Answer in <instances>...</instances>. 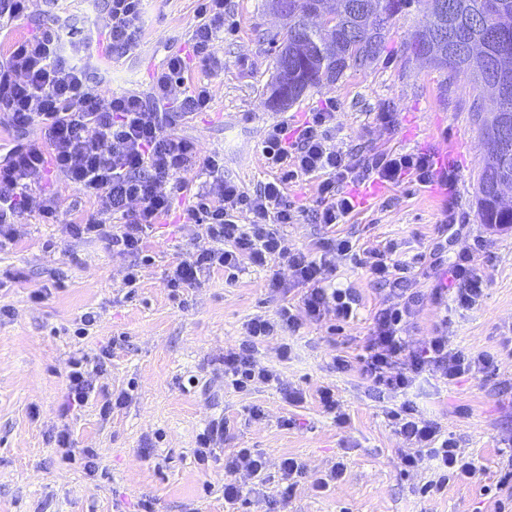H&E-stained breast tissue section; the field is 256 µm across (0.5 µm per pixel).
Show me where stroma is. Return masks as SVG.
Returning a JSON list of instances; mask_svg holds the SVG:
<instances>
[{
    "instance_id": "1",
    "label": "stroma",
    "mask_w": 512,
    "mask_h": 512,
    "mask_svg": "<svg viewBox=\"0 0 512 512\" xmlns=\"http://www.w3.org/2000/svg\"><path fill=\"white\" fill-rule=\"evenodd\" d=\"M196 8V0H148L138 46L108 65L110 89L147 93L162 60L188 49L199 22ZM424 11L412 7L389 21L385 49L370 66L347 69L338 81L308 88L291 106L279 108L269 102L272 38L283 33L284 22L273 15L269 0H229L224 36L215 43L222 69L193 70L194 78L209 85V109L178 121L175 130L194 141L201 156L223 157L225 176L248 192L278 175L261 154L267 130L301 125L308 113L329 103L339 127L336 145L354 157L384 150L447 154L457 170L454 189L424 187L409 178L370 200L366 187L351 189L360 208L336 232L361 250L396 245L397 258L422 296L417 319L404 330L410 346H420L444 325L454 348L496 355L494 374L451 384L430 376L409 395L422 418L455 437L478 478L423 496L420 488L432 479L433 465L424 456L413 471L400 470L405 443L386 416L395 399L379 397L356 372L334 366L335 356L353 361L363 354L372 318L387 299V289L364 265L340 257L331 276L336 287L356 290V317L342 325L330 316L305 324L290 336L295 353L286 361L277 356L280 338L259 345L256 359L278 380L237 392L224 384V351L245 341L251 317L275 316L283 299L300 297L287 264L246 267L232 283L214 272L170 297L164 280L179 258L213 245L205 225L179 226L178 211L192 203L200 183L194 167L170 181L176 210L157 224L151 262L139 288L129 290L130 257L68 232L93 206L51 174L43 187L59 197L58 223L30 215L19 240L0 252V279L11 280L0 290V512H139L146 502L154 512H263L260 503L233 510L224 503V457L237 448L265 454L261 492L271 497L280 487L281 458L302 461L305 470L286 512H498L512 506V488L501 484L512 469V228L482 224L478 215L483 147L470 112V76H451L405 56ZM387 111L394 119L384 126L377 115ZM317 185V178L305 176L286 185L288 202L302 213L284 229L291 246L305 247L326 234L307 216L316 206ZM449 211L461 224L459 237L448 244L449 256L475 251L485 278L479 306L467 311L449 312L435 302L434 281L427 275V257ZM275 274L290 284L289 294L269 290ZM41 289L45 298L34 300L33 292ZM86 312L98 319L80 339L73 334L75 320ZM105 347L111 358L95 383L125 391L127 400L106 417L92 403L61 419L71 357ZM288 386L310 394L334 388L348 424L337 426L312 397L297 407L286 404L281 390ZM287 417L293 426H284ZM221 419L229 424L224 442L208 462H200L197 437ZM64 425L77 454L69 463L53 441ZM86 448L96 453L90 475L81 455ZM338 464L344 472L336 483L324 494L312 492L313 480Z\"/></svg>"
}]
</instances>
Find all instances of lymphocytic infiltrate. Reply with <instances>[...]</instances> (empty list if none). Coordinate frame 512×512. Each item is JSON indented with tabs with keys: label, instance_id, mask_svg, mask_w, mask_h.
<instances>
[{
	"label": "lymphocytic infiltrate",
	"instance_id": "lymphocytic-infiltrate-1",
	"mask_svg": "<svg viewBox=\"0 0 512 512\" xmlns=\"http://www.w3.org/2000/svg\"><path fill=\"white\" fill-rule=\"evenodd\" d=\"M143 2L103 0L94 15L81 19L60 9L48 24L15 40L0 55V114L14 127L35 122L41 130L34 141H0V251L15 243L18 225L30 214L56 223L59 198L43 188L53 172L96 207L85 223L69 225V232L103 240L109 248L132 256L126 282H139L138 258L146 251L148 233L173 208L174 197L166 185L197 156L195 143L171 134L169 128L175 118L209 107L207 83L191 81L190 72L197 64L210 71L220 68L212 47L224 31L225 7V0H198L200 22L189 48L166 56L154 73L150 96L115 93L101 62L135 48L143 33ZM336 131V114L330 108L310 113L293 136L287 126H273L262 142V154L281 174L252 193L225 179L223 162L209 157L203 163L211 180L208 190L198 193L180 213L182 224L206 225L215 246L175 265L166 280L171 293L196 285L200 276L215 271L232 281L245 266L264 267L276 260L287 263L303 288L298 302L280 307L275 317H252L246 324V341L225 349L224 383L234 390L275 381L274 371L254 356L258 344L329 314L339 323L355 317L351 289L330 286L327 280L337 257L356 258V246L350 238L330 235L305 249L290 247L283 229L296 223L297 212L284 194L288 179L319 178L318 206L311 219L328 228L345 223L356 210L350 187L375 180L393 185L407 177L425 187L438 184L450 189L455 184L453 170L439 167L431 154L388 151L357 159L337 150ZM243 213L251 214L250 223H239ZM365 264L374 279L389 286L392 301L375 313L365 355L355 363L337 358L338 368L357 370L373 390L403 398L426 372L451 382L494 368L492 354L452 348L444 331L430 336L420 348L410 347L402 333L419 311L420 295L410 291L405 266L389 261L381 251L369 252ZM431 267L449 278L440 292L450 295L456 307L478 304L484 278L473 253L461 252L448 263L438 248ZM109 357L106 349L94 359L72 357L63 412L85 406L96 395L94 378ZM388 416L395 433L410 446L400 457L403 471L417 467L421 449L434 463L435 477L425 484V493L443 492L449 483L475 476V466L460 456L456 440L423 419L411 402L404 399ZM266 470L265 455L252 448L237 449L225 458V503L233 506L244 497L233 474L243 471L261 481Z\"/></svg>",
	"mask_w": 512,
	"mask_h": 512
}]
</instances>
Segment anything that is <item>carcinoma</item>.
I'll list each match as a JSON object with an SVG mask.
<instances>
[{
    "label": "carcinoma",
    "instance_id": "carcinoma-1",
    "mask_svg": "<svg viewBox=\"0 0 512 512\" xmlns=\"http://www.w3.org/2000/svg\"><path fill=\"white\" fill-rule=\"evenodd\" d=\"M291 0L276 56L271 99L286 105L308 87L334 82L347 69L376 61L389 20L415 3L431 4L430 19L406 47L408 58L427 57L435 68L468 71L476 89L497 97V116L478 128L491 144L479 173L478 206L484 224H512V208L499 205L495 186L512 183V0Z\"/></svg>",
    "mask_w": 512,
    "mask_h": 512
}]
</instances>
